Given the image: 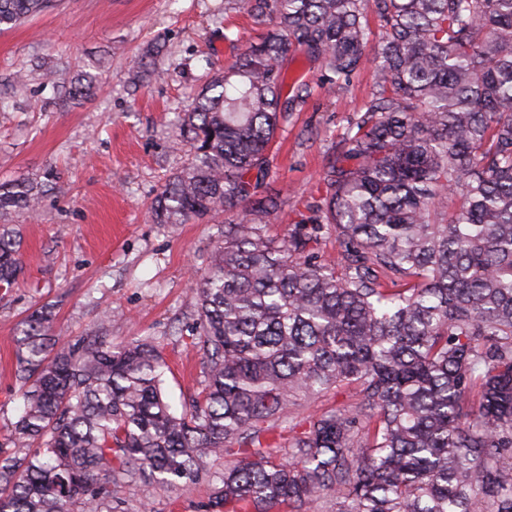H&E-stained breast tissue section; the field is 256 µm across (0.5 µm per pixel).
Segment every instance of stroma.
<instances>
[{
    "instance_id": "obj_1",
    "label": "stroma",
    "mask_w": 512,
    "mask_h": 512,
    "mask_svg": "<svg viewBox=\"0 0 512 512\" xmlns=\"http://www.w3.org/2000/svg\"><path fill=\"white\" fill-rule=\"evenodd\" d=\"M258 32L241 0H61L0 31L2 81L36 57L74 69L102 62L107 75L94 97L66 107L51 105L52 90L31 82L23 110L0 112V182L53 173L37 212L0 215L19 233L24 268L17 285L0 288V452L14 451L8 435L22 407L16 341L43 306L52 310L55 338L66 342L101 330L115 345L150 338L167 364L171 401L199 390L191 277L214 250L219 227L156 224L150 207L187 159L176 113ZM155 43L156 74L131 84L130 71ZM294 69L310 93L281 122L267 178L268 194L288 213L316 205L322 169L373 90L365 73L329 94L319 69ZM235 457L211 459L194 481L171 490L126 487L116 512H208L214 480Z\"/></svg>"
}]
</instances>
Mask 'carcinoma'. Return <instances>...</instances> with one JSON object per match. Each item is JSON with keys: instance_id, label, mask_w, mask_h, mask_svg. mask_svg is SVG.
<instances>
[{"instance_id": "1", "label": "carcinoma", "mask_w": 512, "mask_h": 512, "mask_svg": "<svg viewBox=\"0 0 512 512\" xmlns=\"http://www.w3.org/2000/svg\"><path fill=\"white\" fill-rule=\"evenodd\" d=\"M372 2L369 54L365 0H243L270 28L181 114L189 158L153 205L157 224L224 214L195 278L201 388L178 412L150 341L52 343L51 311L33 313L0 512H112L116 489L192 481L228 448L240 456L214 512H512V0ZM54 4L0 0V31ZM295 46L333 92L367 70L374 85L311 216L258 198L307 90L283 68ZM32 69L63 106L102 81ZM43 193L25 175L0 183V214ZM273 220L288 233L270 236ZM19 249L1 224L0 287L19 279ZM338 388L351 404L287 424L300 397Z\"/></svg>"}]
</instances>
